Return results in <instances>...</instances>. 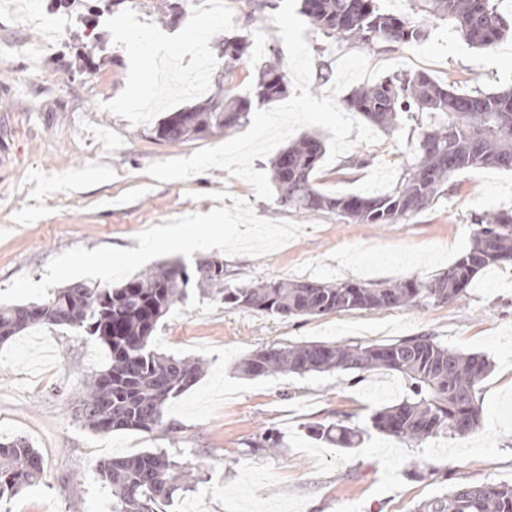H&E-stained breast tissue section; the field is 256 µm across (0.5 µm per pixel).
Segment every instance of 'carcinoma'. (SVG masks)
Wrapping results in <instances>:
<instances>
[{
  "label": "carcinoma",
  "mask_w": 512,
  "mask_h": 512,
  "mask_svg": "<svg viewBox=\"0 0 512 512\" xmlns=\"http://www.w3.org/2000/svg\"><path fill=\"white\" fill-rule=\"evenodd\" d=\"M408 2L411 11L399 15L384 11L379 0H302V8L324 34L369 50L426 36L414 20L418 14L448 22L476 48L492 46L512 31V22L499 12L496 0ZM246 45L239 37L224 40V78L233 76ZM286 89V72L270 60L249 93L236 96L219 90L190 111L168 115L155 127V137L178 145L231 129L247 117L253 100L271 102ZM342 106L389 132L396 129L401 113H427L429 124L417 137L413 163L388 194L328 195L313 184L326 151L325 140L305 134L271 163L281 205L300 213L334 212L354 224L392 225L431 204L463 170H512V87L461 92L424 72L403 73L354 89ZM473 224L469 250L446 272L428 280L410 278L385 288L310 280L245 286L224 276V261L219 258L197 264L193 275L177 260L115 287L74 283L41 302L0 304V342L42 324L67 326L95 338L106 347L109 364L88 382L76 414L97 434L151 433L163 428L165 404L193 387L203 374L199 362L153 348L157 325L188 289L213 288L232 308L281 317L424 307L437 303V292L451 302L482 269L512 262L511 211H486L475 216ZM238 368L250 377L346 370L398 372L409 383L411 397L375 411L371 425L420 445L432 437L465 436L481 428L477 394L490 364L480 354L451 350L435 337L423 335L364 346L305 342L267 347L243 357ZM311 431L341 448L355 447L362 436L360 428L340 420L317 424ZM96 472L112 490L114 512H165L164 507L197 480L193 468L162 450L101 461ZM44 475V459L29 442H0V499L24 494ZM420 512H512V485H459L448 496L422 505Z\"/></svg>",
  "instance_id": "carcinoma-1"
}]
</instances>
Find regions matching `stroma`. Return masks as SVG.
<instances>
[{"label": "stroma", "mask_w": 512, "mask_h": 512, "mask_svg": "<svg viewBox=\"0 0 512 512\" xmlns=\"http://www.w3.org/2000/svg\"><path fill=\"white\" fill-rule=\"evenodd\" d=\"M223 15L203 48L213 63L202 93L192 91L193 46L179 39L209 18L204 9L161 16L157 0H0V291L19 275L41 282L49 262L75 248H133L143 230L215 208L212 195L248 199L257 216L302 225L294 240L260 258L224 256L235 283L274 280L363 282L381 288L411 277L443 273L471 246L474 215L512 210V171L468 169L447 195L404 223L351 224L333 212L300 214L277 200L256 198L242 179L212 168L185 181L161 182L145 173L154 162L185 158L245 132V125L179 145L157 141L153 129L169 113L200 103L222 83L224 37L245 36L247 55L228 91L246 94L269 57L287 64L273 17L282 0H222ZM95 13V24L86 16ZM426 40L386 52L394 72L423 71L463 90L512 85V40L475 48L431 19ZM151 33L180 51L179 77L154 83L151 95L129 106L132 88L150 78L162 53L143 51L129 37ZM310 92L323 97L338 59L354 45L309 26ZM428 118L401 114L395 131L358 142L347 156L320 165L317 188L329 194H386L412 161ZM362 159L359 167L348 158ZM430 335L453 350L485 355L491 371L478 402L482 426L463 437L442 435L414 445L372 429L376 409L401 402L406 380L393 371H355L251 378L237 364L269 346L303 342L381 344ZM160 351L200 360L198 383L168 401V432H93L75 405L91 373L106 364L99 342L65 326L40 325L0 344V440L25 438L42 454L43 479L22 496L0 500V512H113L112 490L97 460L165 450L202 464L192 491L166 512H418L457 485L512 484V264L477 274L465 296L423 309L351 311L317 317L265 315L225 306L220 296L189 289L159 323ZM362 428L356 448L316 439L310 428L336 420ZM281 446L251 451L264 430ZM426 466L423 478L412 474Z\"/></svg>", "instance_id": "35a3bbf8"}]
</instances>
